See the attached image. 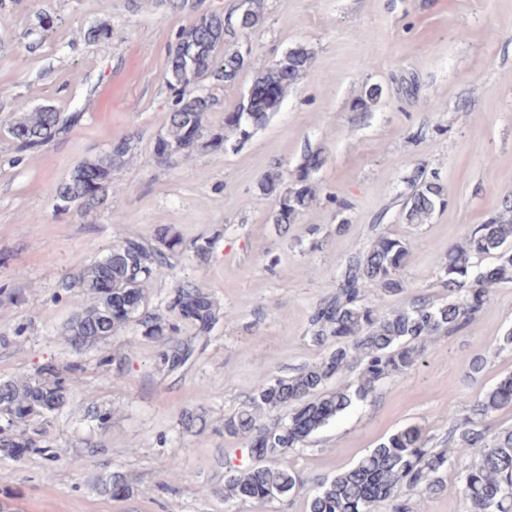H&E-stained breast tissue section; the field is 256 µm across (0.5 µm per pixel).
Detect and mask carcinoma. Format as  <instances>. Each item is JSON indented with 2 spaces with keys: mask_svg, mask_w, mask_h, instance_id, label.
Here are the masks:
<instances>
[{
  "mask_svg": "<svg viewBox=\"0 0 512 512\" xmlns=\"http://www.w3.org/2000/svg\"><path fill=\"white\" fill-rule=\"evenodd\" d=\"M176 6L191 15L169 50L165 80L174 91L169 102L162 136L175 145V153L165 154L166 145L154 144L153 156L160 164L174 165L178 159L199 151L217 152L228 138H245L250 130L264 125L269 114L280 107L288 88L295 84L312 62L311 52L288 51L274 64L259 70L255 84L274 87L275 96L238 102L224 113V126L213 128L209 114L224 105L210 93V86L231 84L250 66L241 49L227 48L219 39L224 31V14L213 12L203 24L192 19L195 0H176ZM243 17L246 34L263 20V0H242L236 8ZM196 54V65L186 62L187 53ZM83 117L80 111L65 114L50 106L12 116L5 133L19 153L36 151L66 135ZM203 130L199 137L185 133L187 125ZM131 139L112 142V147L74 165L51 186L55 205L72 206L86 212L107 205L116 189L113 175L127 162ZM323 160L314 154L296 174L295 189L279 195L273 223L283 229L295 223L317 198L312 182L313 168ZM98 175L100 187L87 190L84 172ZM443 187L433 180L414 186L404 203L410 224L427 222L445 207ZM214 238L200 236L184 243L168 226L158 227L152 236L119 237L101 258L76 263L77 273L62 281L65 291L78 289L85 299L62 329L69 353L105 346L129 327L144 339L157 343L156 364L168 373L194 360L197 344L208 339L224 317L215 299L194 280H178L159 306H151L146 285L170 275L172 258L188 251L199 263L213 256ZM410 257V247L402 239L380 235L365 253L351 257L338 279L336 293L321 301L310 317L313 345L328 348L322 359L298 372L259 382L244 405L224 418V434L242 440L241 464L226 463L224 502L263 504L276 499L305 495L307 512H373L384 502L392 512H406L399 501L404 492L436 493L448 488L451 457L444 450L428 447V438L417 426L401 429L363 456L354 466L331 477L312 480L288 468V452L303 446L313 435L358 402L365 401L387 378L412 368L421 358L427 337L452 334L465 329L487 306L490 289L512 284V194L500 198L497 211L478 225L464 241L448 248L443 267L442 287L448 296L441 302L422 298L409 306L379 313V299L401 294L406 284L402 270ZM490 257L492 273L476 259ZM108 267L112 290L97 287L103 267ZM376 290L369 300L366 289ZM362 370L357 380L340 388H329L354 360ZM69 400L67 379L54 364L33 373L0 380V457L22 462L28 456H50L45 445L44 425L57 417ZM512 406V374L501 378L475 400L468 417L452 424L448 441L461 455L474 462L461 477L465 512H512V429L491 431L486 418ZM287 408L285 417L270 422L261 416ZM207 425L204 407L183 410L176 420L182 435L197 433ZM100 493L124 496L132 492L129 475L115 469L97 478Z\"/></svg>",
  "mask_w": 512,
  "mask_h": 512,
  "instance_id": "1",
  "label": "carcinoma"
}]
</instances>
